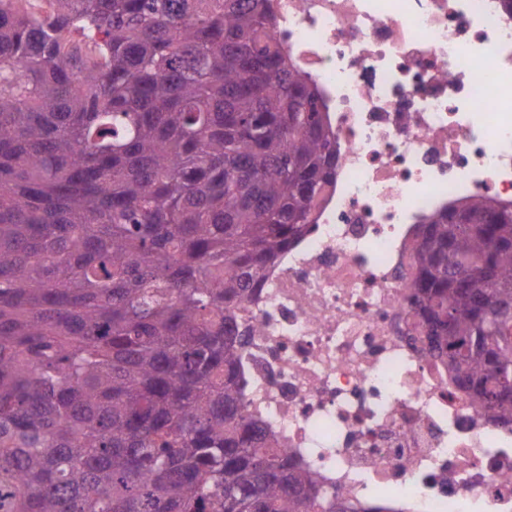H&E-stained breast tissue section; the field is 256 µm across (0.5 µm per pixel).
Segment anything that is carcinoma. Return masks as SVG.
<instances>
[{"instance_id": "cac0c4a2", "label": "carcinoma", "mask_w": 512, "mask_h": 512, "mask_svg": "<svg viewBox=\"0 0 512 512\" xmlns=\"http://www.w3.org/2000/svg\"><path fill=\"white\" fill-rule=\"evenodd\" d=\"M0 0V512H350L244 411L232 309L336 175L269 0ZM419 316L512 428V206L439 212Z\"/></svg>"}]
</instances>
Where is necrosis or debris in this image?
Returning a JSON list of instances; mask_svg holds the SVG:
<instances>
[{"label": "necrosis or debris", "mask_w": 512, "mask_h": 512, "mask_svg": "<svg viewBox=\"0 0 512 512\" xmlns=\"http://www.w3.org/2000/svg\"><path fill=\"white\" fill-rule=\"evenodd\" d=\"M317 90L336 178L235 309L244 410L323 498L512 512V430L429 351L413 247L429 218L512 205L505 0H271Z\"/></svg>", "instance_id": "1"}]
</instances>
